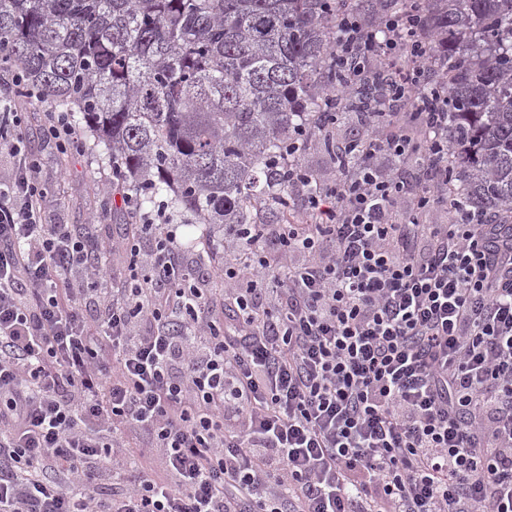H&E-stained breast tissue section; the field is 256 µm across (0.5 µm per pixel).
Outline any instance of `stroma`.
<instances>
[{
  "label": "stroma",
  "mask_w": 512,
  "mask_h": 512,
  "mask_svg": "<svg viewBox=\"0 0 512 512\" xmlns=\"http://www.w3.org/2000/svg\"><path fill=\"white\" fill-rule=\"evenodd\" d=\"M13 73L0 71V107L20 113L22 143L19 152L0 150V181L11 179L20 156L39 158L36 178L47 193L50 204L49 220L61 224H89L94 234L106 246L103 254L108 267L122 270L125 255L111 249L113 236L125 224H139L144 214L157 215L159 223L175 224L181 235L197 236L201 228L193 214L176 209L169 193L156 195L143 211L126 213L121 197L124 184L112 179V166L104 146L95 144L85 126L77 131L82 149H60L55 141L45 136L48 104L37 98L16 93L12 88Z\"/></svg>",
  "instance_id": "obj_1"
}]
</instances>
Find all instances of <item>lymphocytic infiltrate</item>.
Listing matches in <instances>:
<instances>
[{
    "instance_id": "f902f5d3",
    "label": "lymphocytic infiltrate",
    "mask_w": 512,
    "mask_h": 512,
    "mask_svg": "<svg viewBox=\"0 0 512 512\" xmlns=\"http://www.w3.org/2000/svg\"><path fill=\"white\" fill-rule=\"evenodd\" d=\"M420 23L338 25L420 137L368 129L353 177L295 187L313 223L242 228L206 261L147 220L113 240L114 286L20 160L0 187V512H512V224L424 221L448 115L416 103ZM415 151L409 183L373 163Z\"/></svg>"
}]
</instances>
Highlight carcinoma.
<instances>
[{"label":"carcinoma","instance_id":"carcinoma-1","mask_svg":"<svg viewBox=\"0 0 512 512\" xmlns=\"http://www.w3.org/2000/svg\"><path fill=\"white\" fill-rule=\"evenodd\" d=\"M425 20L423 93L448 113L453 218L512 224V0H0V63L79 114L139 208L153 195L203 224H286L290 178L325 113L385 111L380 64H336V11Z\"/></svg>","mask_w":512,"mask_h":512}]
</instances>
